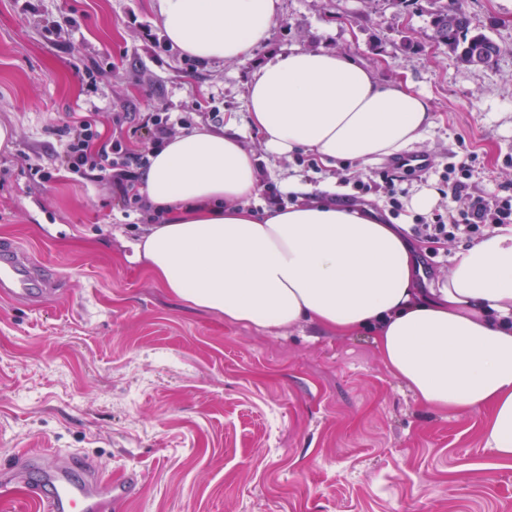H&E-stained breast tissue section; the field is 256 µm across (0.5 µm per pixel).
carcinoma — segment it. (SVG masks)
Returning <instances> with one entry per match:
<instances>
[{
  "mask_svg": "<svg viewBox=\"0 0 512 512\" xmlns=\"http://www.w3.org/2000/svg\"><path fill=\"white\" fill-rule=\"evenodd\" d=\"M433 39L454 53L466 52L461 61L468 64L476 59L489 64L499 53L500 46L483 33H471L470 21L465 13L454 6V0L431 13Z\"/></svg>",
  "mask_w": 512,
  "mask_h": 512,
  "instance_id": "obj_1",
  "label": "carcinoma"
}]
</instances>
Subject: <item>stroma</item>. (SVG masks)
Here are the masks:
<instances>
[{"mask_svg":"<svg viewBox=\"0 0 512 512\" xmlns=\"http://www.w3.org/2000/svg\"><path fill=\"white\" fill-rule=\"evenodd\" d=\"M446 0H281L253 60L193 64L163 38L150 0H0V244L49 265L50 295H0V512H38L29 457L73 455L100 476L134 474L102 512H512V463L484 448L481 414L444 416L384 368L366 336L280 335L182 307L123 240L138 233L111 192L58 169L38 182L18 152L50 164L73 113L233 112L247 118L255 66L294 47L351 55L385 80L429 95L435 125L413 147L433 162L408 192L439 187L451 152L478 156L475 192L512 184V0H455L472 32L501 48L487 66L431 38ZM71 20L59 41L52 22ZM263 179L339 180L350 206L391 221L384 193L354 195L353 161L312 170L266 152Z\"/></svg>","mask_w":512,"mask_h":512,"instance_id":"35a3bbf8","label":"stroma"}]
</instances>
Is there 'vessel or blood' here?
Instances as JSON below:
<instances>
[{
    "mask_svg": "<svg viewBox=\"0 0 512 512\" xmlns=\"http://www.w3.org/2000/svg\"><path fill=\"white\" fill-rule=\"evenodd\" d=\"M40 283L38 267L29 262L22 248L0 246V293L19 302L27 301L40 293ZM69 468L46 467L44 479L36 483L43 512H99L102 497L116 503L125 499L124 481L95 477L91 482L77 483L70 479Z\"/></svg>",
    "mask_w": 512,
    "mask_h": 512,
    "instance_id": "vessel-or-blood-1",
    "label": "vessel or blood"
}]
</instances>
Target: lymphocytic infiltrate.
I'll list each match as a JSON object with an SVG mask.
<instances>
[{
  "instance_id": "1",
  "label": "lymphocytic infiltrate",
  "mask_w": 512,
  "mask_h": 512,
  "mask_svg": "<svg viewBox=\"0 0 512 512\" xmlns=\"http://www.w3.org/2000/svg\"><path fill=\"white\" fill-rule=\"evenodd\" d=\"M101 114L90 110L65 125V142L57 153L58 167L76 179L106 187L117 204L138 214L140 223H159L161 216L139 189L141 171L150 150L189 129V122L168 112L140 113L135 125H128L126 115L110 113V135L98 129ZM478 157L464 150L456 153L447 166L445 182L450 201L445 213L434 214L414 227L415 237L429 246L430 257H437L443 245L458 234L477 241L495 227L512 224V194L482 195L469 191Z\"/></svg>"
}]
</instances>
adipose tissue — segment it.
Instances as JSON below:
<instances>
[{"label": "adipose tissue", "mask_w": 512, "mask_h": 512, "mask_svg": "<svg viewBox=\"0 0 512 512\" xmlns=\"http://www.w3.org/2000/svg\"><path fill=\"white\" fill-rule=\"evenodd\" d=\"M164 35L200 63L243 62L265 44L280 0H154ZM249 118L193 128L149 152L141 190L163 221L129 262L182 305L270 334L306 322L336 337L371 334L390 374L443 415L482 413L485 449L512 461V226L463 247L437 287L416 286L400 224L304 200L259 208L261 172L247 136L319 166L369 164L421 142L431 99L378 78L341 51L269 56L245 88Z\"/></svg>", "instance_id": "adipose-tissue-1"}]
</instances>
